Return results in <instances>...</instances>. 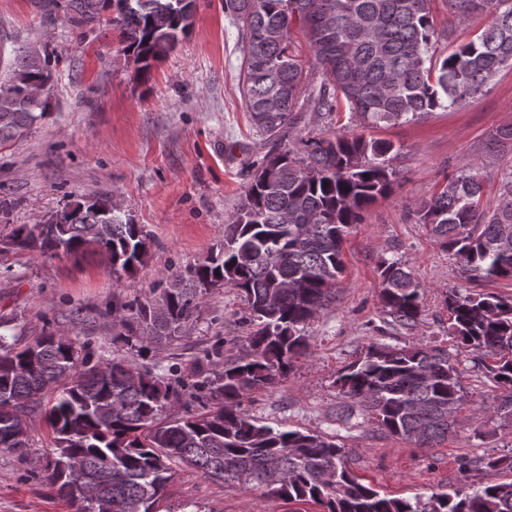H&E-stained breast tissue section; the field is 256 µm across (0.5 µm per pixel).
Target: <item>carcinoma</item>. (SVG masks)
Masks as SVG:
<instances>
[{
  "instance_id": "1",
  "label": "carcinoma",
  "mask_w": 512,
  "mask_h": 512,
  "mask_svg": "<svg viewBox=\"0 0 512 512\" xmlns=\"http://www.w3.org/2000/svg\"><path fill=\"white\" fill-rule=\"evenodd\" d=\"M112 0L126 52L147 71L192 27L195 0ZM432 0H224V13L242 32L241 95L252 127L268 140L291 128L300 112L331 115L343 105L365 127L415 121L437 109H454L482 93L494 75L512 65V0H446L448 11L492 21L474 40L443 59L435 57L439 35ZM305 34L319 87L305 83L291 32ZM34 69L19 47L4 66L22 83L52 74ZM48 103L16 97L0 100V146L45 118ZM393 143L363 135L301 139L252 162V178L224 225L217 254L165 275L154 302L112 299L93 314L70 312L75 328L118 313L123 325L112 341L137 349L179 337L184 322L198 318L204 281L239 290L250 311L249 353L224 357V370L174 383L128 360L91 363L76 339L44 332L23 346L0 333V449L30 447V417L38 412L53 434L45 457L49 488L76 512H160L173 477L171 463L191 467L231 485L261 486L275 500L314 503L323 512H512V481L454 494L412 500L389 497L361 482L345 452L312 431L274 428L243 408L245 396L287 376L311 348L306 328L335 298L344 270L349 229L377 199L393 192L398 173L390 165ZM484 175L464 165L416 205L442 250L487 281L512 280V172L501 179L496 208H481ZM108 197L85 202L65 223L44 224L38 237L11 228L14 249L46 257L79 258L109 251L120 260L119 280L145 266L153 235L117 214L105 224ZM289 222L280 223L282 215ZM385 313L399 326L421 321L420 285L398 259L377 265ZM448 335L481 357L496 356L487 376L509 390L498 402L499 418L512 420V294L466 293L445 298ZM206 391L215 407L174 412L182 388ZM340 412L366 407L377 427L425 444L448 437V404L466 395L461 373L440 345L372 343L336 378ZM486 470L512 472V454L479 459Z\"/></svg>"
}]
</instances>
